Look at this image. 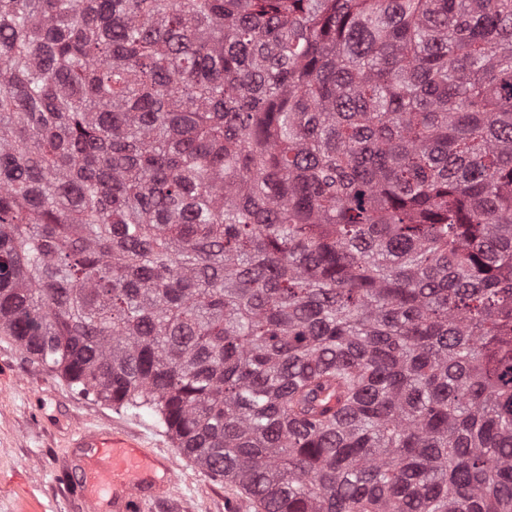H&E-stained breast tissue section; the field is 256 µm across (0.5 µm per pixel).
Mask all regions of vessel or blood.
<instances>
[{"label":"vessel or blood","mask_w":512,"mask_h":512,"mask_svg":"<svg viewBox=\"0 0 512 512\" xmlns=\"http://www.w3.org/2000/svg\"><path fill=\"white\" fill-rule=\"evenodd\" d=\"M75 447L84 451L81 482L89 506H97L100 490L112 494L114 512H132L153 493L151 473L162 470L159 458L146 453L135 440L75 429Z\"/></svg>","instance_id":"obj_1"}]
</instances>
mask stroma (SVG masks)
I'll use <instances>...</instances> for the list:
<instances>
[{
	"label": "stroma",
	"mask_w": 512,
	"mask_h": 512,
	"mask_svg": "<svg viewBox=\"0 0 512 512\" xmlns=\"http://www.w3.org/2000/svg\"><path fill=\"white\" fill-rule=\"evenodd\" d=\"M78 425L133 438L168 458L171 484L141 512H225L231 500L240 512H255L234 486L183 455L155 417L82 395L0 335V512H88L80 453L71 446Z\"/></svg>",
	"instance_id": "stroma-1"
}]
</instances>
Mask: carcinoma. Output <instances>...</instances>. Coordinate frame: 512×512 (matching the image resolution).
Here are the masks:
<instances>
[{
	"mask_svg": "<svg viewBox=\"0 0 512 512\" xmlns=\"http://www.w3.org/2000/svg\"><path fill=\"white\" fill-rule=\"evenodd\" d=\"M0 335L259 512H512V0H0Z\"/></svg>",
	"mask_w": 512,
	"mask_h": 512,
	"instance_id": "obj_1",
	"label": "carcinoma"
}]
</instances>
